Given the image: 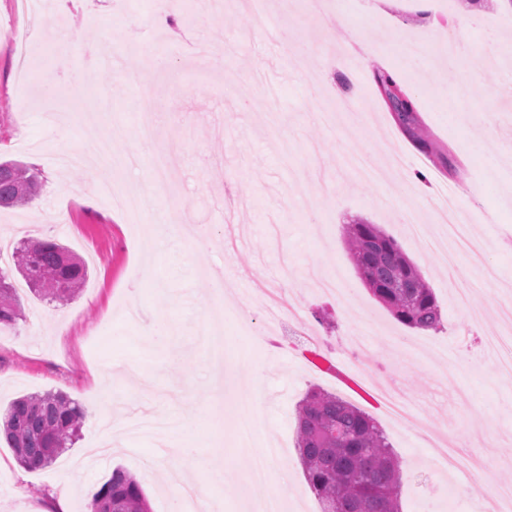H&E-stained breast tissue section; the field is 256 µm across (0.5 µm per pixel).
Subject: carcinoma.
Instances as JSON below:
<instances>
[{"instance_id": "cac0c4a2", "label": "carcinoma", "mask_w": 512, "mask_h": 512, "mask_svg": "<svg viewBox=\"0 0 512 512\" xmlns=\"http://www.w3.org/2000/svg\"><path fill=\"white\" fill-rule=\"evenodd\" d=\"M376 82L396 104L400 124L416 127L403 87L386 75ZM42 187L37 173L14 161H0V208L25 205ZM345 242L356 270L371 294L402 324L435 329L441 312L433 289L393 237L376 224H347ZM14 264L32 289L66 301L87 279L85 262L54 240L24 242ZM0 328L20 317L13 285L0 270ZM84 412L62 392L24 395L8 407L0 433L27 469L51 463L78 436ZM296 449L307 484L321 512H400L401 462L375 419L342 397L320 388L308 390L297 408ZM91 512H149L137 479L116 468L93 495Z\"/></svg>"}]
</instances>
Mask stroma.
Masks as SVG:
<instances>
[{
    "instance_id": "stroma-1",
    "label": "stroma",
    "mask_w": 512,
    "mask_h": 512,
    "mask_svg": "<svg viewBox=\"0 0 512 512\" xmlns=\"http://www.w3.org/2000/svg\"><path fill=\"white\" fill-rule=\"evenodd\" d=\"M45 0L47 13L72 34L71 66L82 85L61 77L51 95L37 78L47 33L23 14L21 0H0V159L38 173L42 191L29 204L0 210V239L51 238L85 260L88 279L70 300L38 297L22 285V317L0 329V417L27 394L63 392L80 405L98 403V422H84L64 461L28 472L0 437V512H43L49 495L69 486L70 512H87L85 487H100L113 469L136 477L150 512H178L169 468L211 486V512H252L254 502L280 495L286 512H320L296 451V410L308 389H330L328 377L291 353L255 350L214 384L210 351L202 342L213 299L210 275L230 287L224 307L236 327L263 329L248 299L256 279L281 280L290 259L294 306L333 346L369 345L377 382L399 377L424 421L434 429L464 432L474 424L482 441L464 438V457L486 462L492 478L512 482V381L496 373L479 340L501 329L494 307L512 296V85L495 59L512 37V5L448 0L449 15L420 19L417 0H325L313 16L302 0L281 10L277 0H223V8L197 27L202 51L185 35L135 27L114 0ZM458 32L455 62L439 50L434 31ZM370 41L373 66L361 65L348 31ZM423 40V66L406 64L399 48L411 35ZM397 74L413 100L428 151L396 122L373 79L378 69ZM160 97L150 138L140 130L139 104ZM353 96L348 118L325 124L322 112ZM64 102L71 117L67 144L45 133V99ZM483 138L485 151L471 150ZM112 142L121 157L139 162L125 172L124 190L141 198L131 215L106 207L86 186L81 167L54 158L84 150L89 140ZM178 152L171 168L172 197L152 192L148 174L156 153ZM365 155L382 173L379 182L357 180L343 168L346 154ZM455 190L463 210L473 203L494 223L469 224L479 246L463 257L461 271L475 289L472 320L457 309L448 278L427 246L411 237L410 222H437L433 203L442 187ZM182 203V222L209 239L178 234L166 248L150 242L154 218ZM378 224L418 266L441 311L437 329L424 332L398 322L358 277L344 227ZM338 276L345 300L321 297L304 283L309 266ZM177 335L170 347L147 346L159 317ZM260 369L258 389L248 374ZM261 396L264 441L286 443L267 482L247 485L252 452L235 446L236 421L225 413L228 396ZM379 423L401 461V512H484L486 488L460 474L437 475L430 448L387 418ZM208 457L224 474L210 485L195 467Z\"/></svg>"
}]
</instances>
